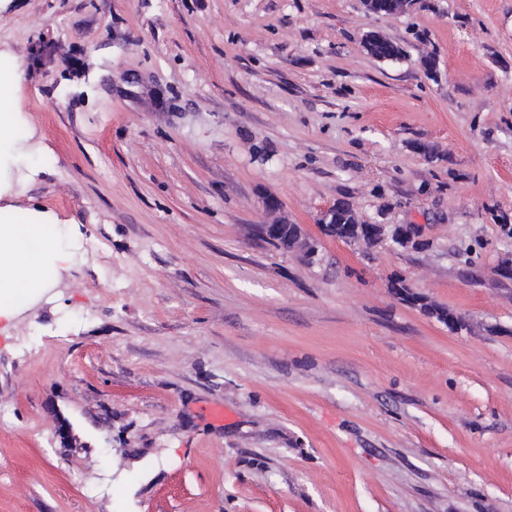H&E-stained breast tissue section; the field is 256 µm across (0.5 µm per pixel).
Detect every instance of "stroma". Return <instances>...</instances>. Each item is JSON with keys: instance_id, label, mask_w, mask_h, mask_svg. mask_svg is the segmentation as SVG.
Instances as JSON below:
<instances>
[{"instance_id": "stroma-1", "label": "stroma", "mask_w": 512, "mask_h": 512, "mask_svg": "<svg viewBox=\"0 0 512 512\" xmlns=\"http://www.w3.org/2000/svg\"><path fill=\"white\" fill-rule=\"evenodd\" d=\"M0 60V207L79 234L0 333V512H512V0H0ZM363 46L368 54L380 61L404 58L403 48L383 36L372 35V39L364 41ZM354 210L346 203L331 206L320 220L324 236L359 243L369 248L375 245L386 231L385 224H362ZM358 224V225H351ZM285 225H288V223L261 224L259 232L263 238L271 241L276 247L279 246L283 250L297 252L307 259L313 258L316 253V246L305 235L301 226L292 224V231L289 235L283 236Z\"/></svg>"}]
</instances>
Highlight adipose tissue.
<instances>
[{
  "instance_id": "adipose-tissue-1",
  "label": "adipose tissue",
  "mask_w": 512,
  "mask_h": 512,
  "mask_svg": "<svg viewBox=\"0 0 512 512\" xmlns=\"http://www.w3.org/2000/svg\"><path fill=\"white\" fill-rule=\"evenodd\" d=\"M74 257L39 213L24 222L0 221V321L21 312L22 297L49 290L50 271L71 265Z\"/></svg>"
}]
</instances>
